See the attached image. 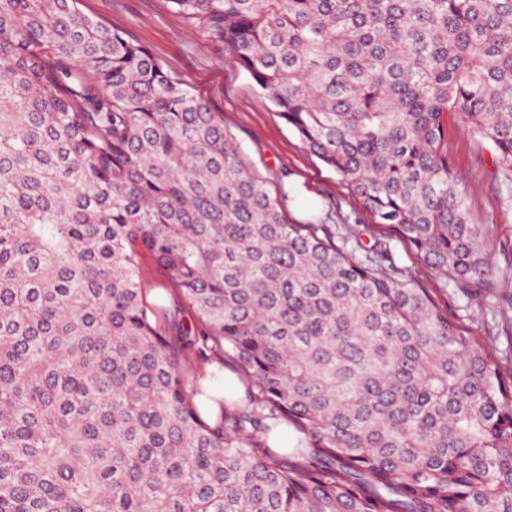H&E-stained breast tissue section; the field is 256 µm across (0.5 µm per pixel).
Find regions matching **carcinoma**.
<instances>
[{
  "label": "carcinoma",
  "instance_id": "carcinoma-1",
  "mask_svg": "<svg viewBox=\"0 0 512 512\" xmlns=\"http://www.w3.org/2000/svg\"><path fill=\"white\" fill-rule=\"evenodd\" d=\"M78 2L0 0V512H512V370L388 255L287 223L209 99ZM166 2L512 323L445 124L512 169V0ZM209 356L244 389L214 415Z\"/></svg>",
  "mask_w": 512,
  "mask_h": 512
}]
</instances>
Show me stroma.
Segmentation results:
<instances>
[{"instance_id": "stroma-1", "label": "stroma", "mask_w": 512, "mask_h": 512, "mask_svg": "<svg viewBox=\"0 0 512 512\" xmlns=\"http://www.w3.org/2000/svg\"><path fill=\"white\" fill-rule=\"evenodd\" d=\"M80 10L148 47L165 67L207 94L224 126L241 143L253 171L281 198L291 224H314L335 243L361 254L387 251L395 276L426 288L475 346L512 362V332L502 328L493 297L462 296L394 234L378 227L348 185L316 157L277 113L269 97L221 48L193 31L165 0H80ZM448 159L461 177L472 223L485 225L492 250L512 244V170L500 167L493 148L472 137L457 114L448 116Z\"/></svg>"}]
</instances>
